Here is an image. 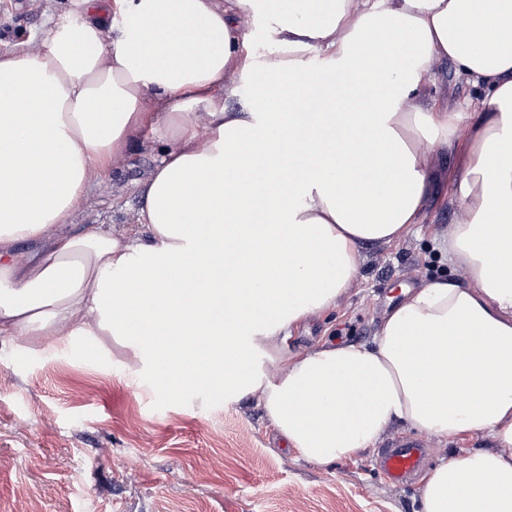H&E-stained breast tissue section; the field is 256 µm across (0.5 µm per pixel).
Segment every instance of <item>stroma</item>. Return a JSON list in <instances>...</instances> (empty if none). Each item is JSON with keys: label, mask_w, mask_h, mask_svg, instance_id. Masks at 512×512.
<instances>
[{"label": "stroma", "mask_w": 512, "mask_h": 512, "mask_svg": "<svg viewBox=\"0 0 512 512\" xmlns=\"http://www.w3.org/2000/svg\"><path fill=\"white\" fill-rule=\"evenodd\" d=\"M83 16L79 0H0V54L37 51L44 30ZM162 149L149 139L115 159L61 233L138 223L139 189ZM460 162L437 156L417 231L366 248L346 294L307 320L295 348L371 343L402 288L442 276L464 280L432 240L454 220L447 173ZM131 366L112 344L0 336V512H413L418 482H390L376 466L380 449L412 430L390 427L350 460L307 463L254 401L156 388Z\"/></svg>", "instance_id": "35a3bbf8"}]
</instances>
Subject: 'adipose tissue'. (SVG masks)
<instances>
[{
    "label": "adipose tissue",
    "mask_w": 512,
    "mask_h": 512,
    "mask_svg": "<svg viewBox=\"0 0 512 512\" xmlns=\"http://www.w3.org/2000/svg\"><path fill=\"white\" fill-rule=\"evenodd\" d=\"M111 10L130 22L111 42L88 19L0 56V335L114 341L159 386L255 400L318 465L396 424L489 439L424 475L417 512H512V0ZM244 18L272 57L252 59ZM445 61L483 95L452 108L424 95ZM147 130L166 148L141 224L54 235ZM438 150L464 155L454 222L435 237L465 281L403 289L371 344L292 350L363 250L417 223ZM23 240L42 251L18 257Z\"/></svg>",
    "instance_id": "obj_1"
}]
</instances>
